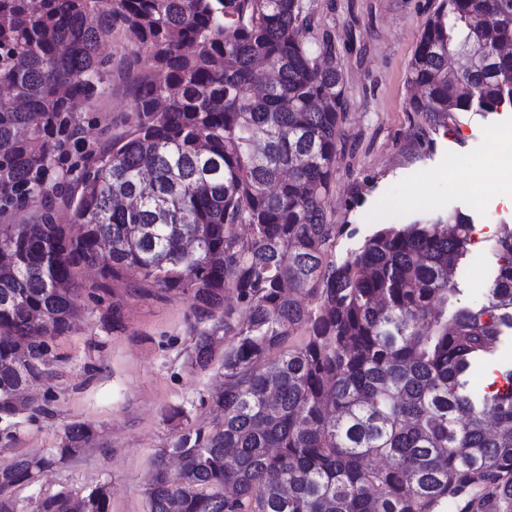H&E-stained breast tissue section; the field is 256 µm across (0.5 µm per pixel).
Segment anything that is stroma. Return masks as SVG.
I'll use <instances>...</instances> for the list:
<instances>
[{"mask_svg":"<svg viewBox=\"0 0 512 512\" xmlns=\"http://www.w3.org/2000/svg\"><path fill=\"white\" fill-rule=\"evenodd\" d=\"M313 35L330 40L344 76L346 146L336 163L328 217L343 227L337 257L357 249L386 206L390 221L409 224L461 210L474 217L472 242L456 278L462 305L485 301L488 274L498 265L495 245L512 228L502 204L512 188L479 185L477 170L494 159V131L512 129V112L485 117L461 112L437 123L407 104V66L426 18L439 0H304ZM86 136L105 148L135 120L131 92L113 77L93 107L81 106ZM78 276L73 329L51 339L48 378L31 388L36 406L16 418V439L0 443V463L18 454L44 455L61 445L67 428L90 425L93 440L56 462L35 482L14 488L21 512L63 490L106 484L111 512H148L145 496L154 456L187 428L206 424L208 400L224 381L222 358L208 369L191 363L210 318L191 300L136 282L115 284L102 300ZM116 307V323L104 322Z\"/></svg>","mask_w":512,"mask_h":512,"instance_id":"stroma-1","label":"stroma"}]
</instances>
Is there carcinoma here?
<instances>
[{
	"label": "carcinoma",
	"mask_w": 512,
	"mask_h": 512,
	"mask_svg": "<svg viewBox=\"0 0 512 512\" xmlns=\"http://www.w3.org/2000/svg\"><path fill=\"white\" fill-rule=\"evenodd\" d=\"M116 28L149 64L132 78L136 123L100 149L76 105L110 82ZM507 43L512 0H441L409 108L445 121L512 106ZM0 86V440L92 266L93 291L133 272L222 309L192 359L207 369L224 342L217 415L155 455L148 512H512V392L469 387L512 332V229L476 307L452 286L468 214L383 224L336 260L343 73L302 0H0ZM93 437L74 424L54 452L0 466V512ZM35 512H111L110 494L61 491Z\"/></svg>",
	"instance_id": "carcinoma-1"
}]
</instances>
